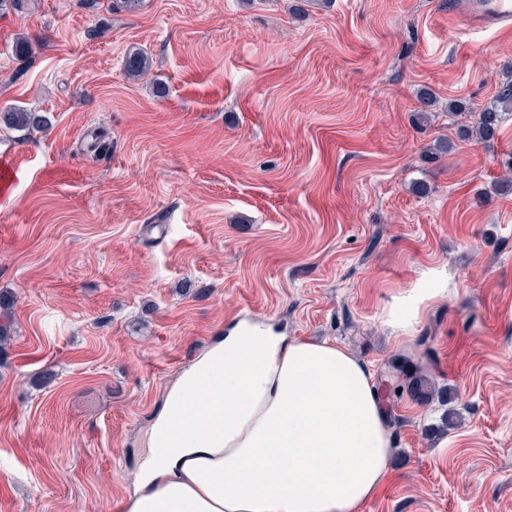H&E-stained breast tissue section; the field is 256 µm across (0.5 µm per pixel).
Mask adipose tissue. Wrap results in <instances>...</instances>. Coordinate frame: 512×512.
I'll return each instance as SVG.
<instances>
[{
  "mask_svg": "<svg viewBox=\"0 0 512 512\" xmlns=\"http://www.w3.org/2000/svg\"><path fill=\"white\" fill-rule=\"evenodd\" d=\"M446 288L427 276L390 306L388 325L407 333ZM392 451L366 362L241 322L170 390L124 512H361Z\"/></svg>",
  "mask_w": 512,
  "mask_h": 512,
  "instance_id": "adipose-tissue-1",
  "label": "adipose tissue"
}]
</instances>
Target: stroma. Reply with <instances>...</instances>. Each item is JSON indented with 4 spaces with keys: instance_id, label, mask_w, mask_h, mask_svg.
<instances>
[{
    "instance_id": "obj_1",
    "label": "stroma",
    "mask_w": 512,
    "mask_h": 512,
    "mask_svg": "<svg viewBox=\"0 0 512 512\" xmlns=\"http://www.w3.org/2000/svg\"><path fill=\"white\" fill-rule=\"evenodd\" d=\"M292 3L0 9V112L51 120L0 129V512H120L169 388L242 319L372 364L394 449L361 512H512V114L429 157L469 121L449 100H493L512 28L461 0ZM432 270L447 292L395 338L390 304ZM427 347L447 401L391 368ZM49 124L50 119L46 115L19 107L0 113V127L3 125L9 130L31 132L45 129Z\"/></svg>"
}]
</instances>
